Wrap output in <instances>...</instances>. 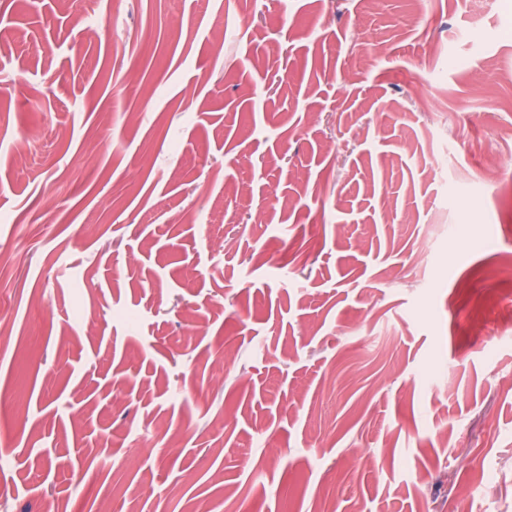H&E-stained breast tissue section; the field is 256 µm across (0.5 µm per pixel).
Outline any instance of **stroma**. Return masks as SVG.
I'll list each match as a JSON object with an SVG mask.
<instances>
[{
	"label": "stroma",
	"mask_w": 512,
	"mask_h": 512,
	"mask_svg": "<svg viewBox=\"0 0 512 512\" xmlns=\"http://www.w3.org/2000/svg\"><path fill=\"white\" fill-rule=\"evenodd\" d=\"M0 39V512H512V0Z\"/></svg>",
	"instance_id": "obj_1"
}]
</instances>
